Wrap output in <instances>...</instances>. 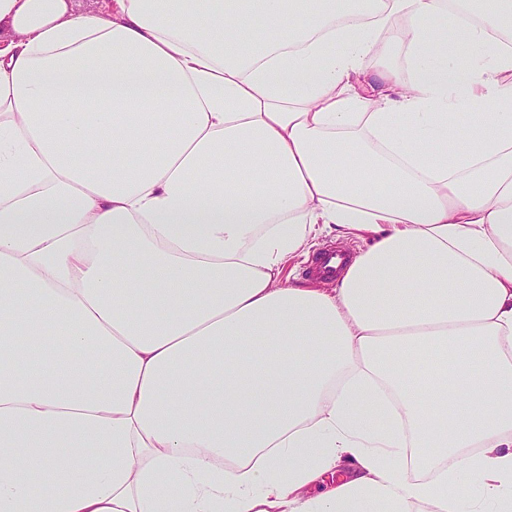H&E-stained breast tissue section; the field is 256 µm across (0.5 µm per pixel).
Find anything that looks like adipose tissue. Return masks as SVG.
Returning a JSON list of instances; mask_svg holds the SVG:
<instances>
[{
	"instance_id": "adipose-tissue-1",
	"label": "adipose tissue",
	"mask_w": 512,
	"mask_h": 512,
	"mask_svg": "<svg viewBox=\"0 0 512 512\" xmlns=\"http://www.w3.org/2000/svg\"><path fill=\"white\" fill-rule=\"evenodd\" d=\"M0 512H512V0H0ZM326 243H336L354 250L355 255L364 248V242L358 239L344 240L336 239L333 235H324L320 237L318 244L311 250L308 259L303 257L293 261L286 269V273L291 272L292 279L299 284L314 287L320 284L306 277L303 270L312 255ZM353 255L347 251L328 245L320 249L313 256L310 264L307 266L306 275L326 282L336 281V278L343 275L352 261Z\"/></svg>"
}]
</instances>
